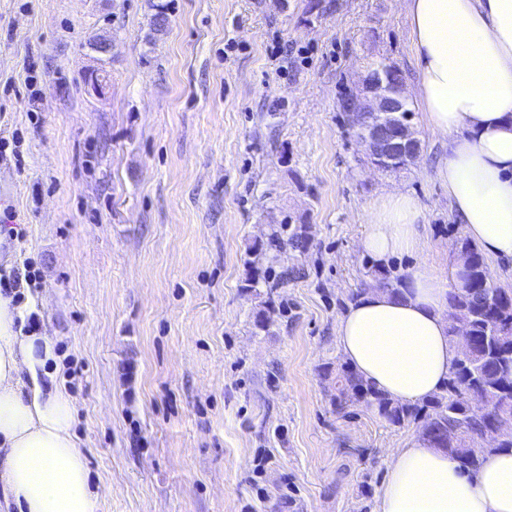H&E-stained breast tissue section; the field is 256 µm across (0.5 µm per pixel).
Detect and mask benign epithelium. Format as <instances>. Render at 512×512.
<instances>
[{"label": "benign epithelium", "mask_w": 512, "mask_h": 512, "mask_svg": "<svg viewBox=\"0 0 512 512\" xmlns=\"http://www.w3.org/2000/svg\"><path fill=\"white\" fill-rule=\"evenodd\" d=\"M361 84L364 93L352 100L348 112L360 123L356 137L364 154L373 159L374 167L386 172L402 161L416 160L419 142L411 123L390 117L407 104L405 81L395 82L385 71H371Z\"/></svg>", "instance_id": "obj_1"}]
</instances>
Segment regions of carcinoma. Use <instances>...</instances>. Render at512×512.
I'll return each mask as SVG.
<instances>
[{
	"label": "carcinoma",
	"instance_id": "1",
	"mask_svg": "<svg viewBox=\"0 0 512 512\" xmlns=\"http://www.w3.org/2000/svg\"><path fill=\"white\" fill-rule=\"evenodd\" d=\"M306 239V225L298 224L285 240L273 233L270 246L279 248L286 242L299 248ZM458 252L468 256L469 280L461 286L451 283L448 309L468 322L472 346L467 356L457 359L442 391L419 407L402 404L342 366L336 371L334 400L341 403L351 394L366 397L393 424L422 419L423 444H428L429 433H441L448 438L444 451L460 469L472 472L486 455L512 449V433L481 446L483 436L512 423V290L493 283L482 253L471 240L458 237Z\"/></svg>",
	"mask_w": 512,
	"mask_h": 512
}]
</instances>
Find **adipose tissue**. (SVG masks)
I'll use <instances>...</instances> for the list:
<instances>
[{"label": "adipose tissue", "mask_w": 512, "mask_h": 512, "mask_svg": "<svg viewBox=\"0 0 512 512\" xmlns=\"http://www.w3.org/2000/svg\"><path fill=\"white\" fill-rule=\"evenodd\" d=\"M414 94L448 143L434 177L448 209L491 258L512 264V0H403ZM423 206L394 190L370 207L362 249L378 263L426 246ZM450 280L412 269L399 294L369 289L336 322L338 348L365 381L402 403L439 393L458 356L448 338ZM48 336L23 329L0 295V496L15 512H96L75 401L50 382ZM378 512H512V450L474 473L417 443L392 449Z\"/></svg>", "instance_id": "ef3b65f1"}]
</instances>
